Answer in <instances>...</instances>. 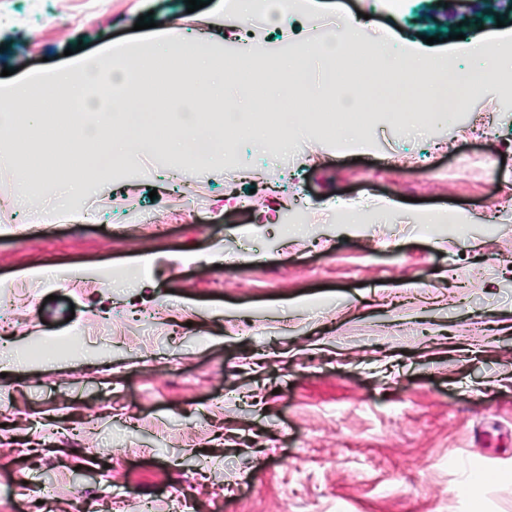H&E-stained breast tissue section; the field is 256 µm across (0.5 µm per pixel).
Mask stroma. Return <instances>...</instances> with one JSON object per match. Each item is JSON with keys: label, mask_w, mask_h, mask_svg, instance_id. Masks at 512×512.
<instances>
[{"label": "stroma", "mask_w": 512, "mask_h": 512, "mask_svg": "<svg viewBox=\"0 0 512 512\" xmlns=\"http://www.w3.org/2000/svg\"><path fill=\"white\" fill-rule=\"evenodd\" d=\"M370 17L371 39L496 33L478 15L458 26L438 0H327ZM95 23H86L90 11ZM212 6L184 0H11L0 14V69L27 74L132 38L138 17L175 18L189 40L222 44ZM291 149H283V140ZM239 203L223 163L196 164L159 145L109 172L88 196L57 203L59 223L22 220L14 163L0 154V285L23 284L34 329L10 339L26 367L0 377L27 422L17 445L48 437L81 402L97 418L79 470L124 512H172L180 474L201 472L192 512H512V79L447 120L358 124L349 147L290 127L263 143L239 135ZM416 158L409 171L391 155ZM375 203L371 220L334 211ZM258 211L244 209L246 201ZM232 253L231 269L215 267ZM112 285L99 293L24 278ZM306 298L303 307L297 298ZM91 315L111 334L76 337ZM181 359L175 374L156 362ZM0 468V512H31L20 477ZM224 488L223 501L212 498Z\"/></svg>", "instance_id": "1"}]
</instances>
